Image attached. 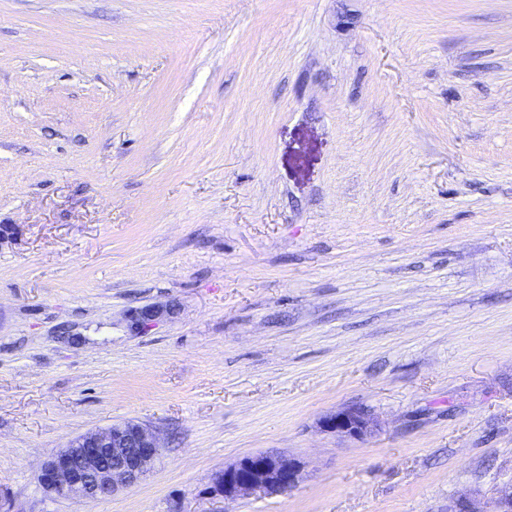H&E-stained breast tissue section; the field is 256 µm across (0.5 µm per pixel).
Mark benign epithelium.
Returning a JSON list of instances; mask_svg holds the SVG:
<instances>
[{
  "label": "benign epithelium",
  "mask_w": 512,
  "mask_h": 512,
  "mask_svg": "<svg viewBox=\"0 0 512 512\" xmlns=\"http://www.w3.org/2000/svg\"><path fill=\"white\" fill-rule=\"evenodd\" d=\"M163 310L146 306L131 316V330L151 326ZM320 427L340 436H364L372 431L368 412L347 406L325 415ZM161 452L159 434L136 420H123L72 438L41 468L40 482L46 492L79 501L110 498L137 483L150 471ZM300 460L282 453L259 452L240 458L217 472L209 493L233 502L253 493L284 492L296 485Z\"/></svg>",
  "instance_id": "benign-epithelium-1"
}]
</instances>
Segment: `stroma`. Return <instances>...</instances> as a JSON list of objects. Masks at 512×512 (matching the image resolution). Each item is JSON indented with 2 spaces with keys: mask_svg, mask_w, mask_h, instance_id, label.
<instances>
[{
  "mask_svg": "<svg viewBox=\"0 0 512 512\" xmlns=\"http://www.w3.org/2000/svg\"><path fill=\"white\" fill-rule=\"evenodd\" d=\"M1 224L0 512H495L512 485V0H0ZM349 405L371 434L321 430ZM127 419L162 441L142 481L44 491ZM255 452L299 482L210 495Z\"/></svg>",
  "mask_w": 512,
  "mask_h": 512,
  "instance_id": "obj_1",
  "label": "stroma"
}]
</instances>
